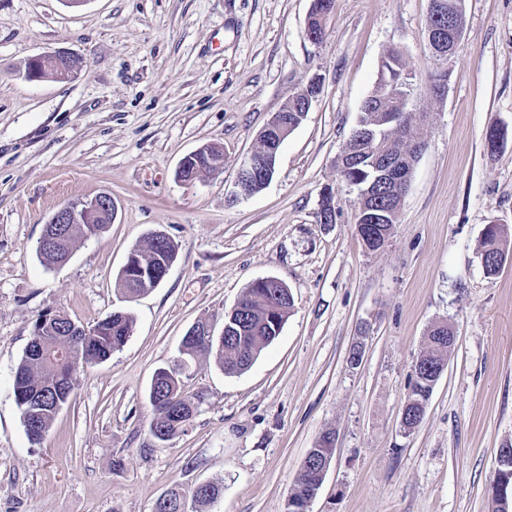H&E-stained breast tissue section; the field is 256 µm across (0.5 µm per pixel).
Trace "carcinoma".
<instances>
[{
	"label": "carcinoma",
	"instance_id": "cac0c4a2",
	"mask_svg": "<svg viewBox=\"0 0 512 512\" xmlns=\"http://www.w3.org/2000/svg\"><path fill=\"white\" fill-rule=\"evenodd\" d=\"M389 81L377 83L361 109L354 127L343 149L346 153L341 177L357 188L356 209L363 207H390L400 205L399 196L391 190L373 182L372 169L393 157L409 153L410 144L402 137L396 126L383 122L382 104L393 97L406 106L413 97V87H402V75L407 72L401 55L390 50L381 62ZM111 223L105 216L95 224H47L45 233L53 239L50 247L36 245V252L48 268L67 263L76 240L100 234ZM178 244L167 234L155 232L148 238L146 246H134L121 271L123 288L132 293L143 292L142 281H133L127 276L128 268L143 271H159L161 263L173 261ZM480 256L486 261L484 272L489 276L499 273L507 260L502 240L492 229L484 233ZM246 311L224 316L230 333L224 336H193L186 332L183 345L194 355H213L218 365L227 374H238L247 370L277 336L290 313L292 297L286 286H281L280 295L254 282L243 294ZM450 326L433 325L426 336V347L411 375L409 391L405 396L406 423L416 429L421 424L433 392L430 377L444 366L445 355L451 353L445 343ZM132 332L129 316L115 312L97 322L93 327L75 324L69 318H60L47 310L33 322L29 343L17 365L13 379V394L21 413L22 423L29 442H42L57 415L68 406L75 384L76 370L84 364L100 363L119 350ZM180 371L162 368L155 372L149 401L153 408L150 434L159 442H167L186 430L197 405L181 388ZM333 448L324 442L314 449L305 460L294 490L316 488V473L322 464H330Z\"/></svg>",
	"mask_w": 512,
	"mask_h": 512
}]
</instances>
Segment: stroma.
<instances>
[{
    "label": "stroma",
    "instance_id": "1",
    "mask_svg": "<svg viewBox=\"0 0 512 512\" xmlns=\"http://www.w3.org/2000/svg\"><path fill=\"white\" fill-rule=\"evenodd\" d=\"M312 0H0V512H152L171 489L188 512H284L307 452L335 447L310 512H491L496 455L512 441V236L500 273L480 258L490 224L512 227V0H465L458 50L436 96L429 0H336L318 44ZM83 62L67 81H29L36 54ZM397 50L427 113L425 147L387 243L368 251L356 189L335 165L381 59ZM321 92L281 145L272 179L237 186L241 159L311 77ZM224 148V168L178 181L182 158ZM336 221H320L324 188ZM110 194L111 224L47 269L36 242L60 206ZM161 231L179 246L164 280L124 291L130 249ZM284 283L293 306L245 372L192 360L198 410L185 432H149L154 373L182 358L197 321L224 315L255 280ZM90 327L112 312L132 333L79 367L70 404L41 444L27 439L13 369L38 314ZM456 331L420 426L400 420L412 367L434 323ZM362 343L359 366L348 363ZM202 483L220 487L192 501Z\"/></svg>",
    "mask_w": 512,
    "mask_h": 512
}]
</instances>
